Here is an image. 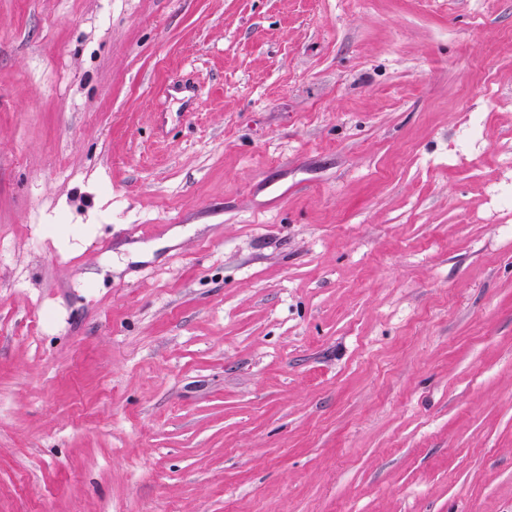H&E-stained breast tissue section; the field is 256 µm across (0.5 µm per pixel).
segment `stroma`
<instances>
[{"instance_id": "1", "label": "stroma", "mask_w": 512, "mask_h": 512, "mask_svg": "<svg viewBox=\"0 0 512 512\" xmlns=\"http://www.w3.org/2000/svg\"><path fill=\"white\" fill-rule=\"evenodd\" d=\"M510 188L512 0H0V512H512Z\"/></svg>"}]
</instances>
